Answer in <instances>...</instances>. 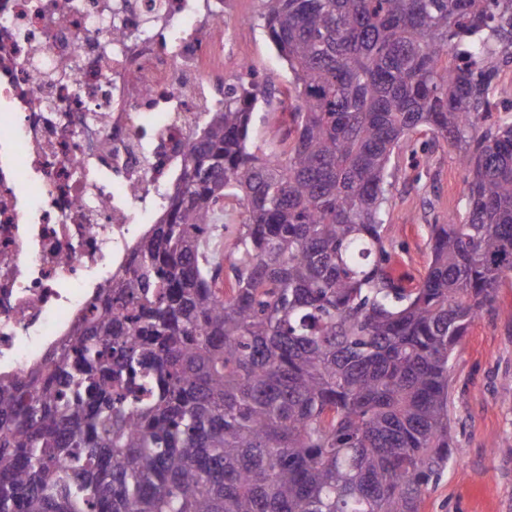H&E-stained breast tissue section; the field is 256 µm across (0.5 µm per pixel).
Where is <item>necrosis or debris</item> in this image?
Listing matches in <instances>:
<instances>
[{
  "instance_id": "necrosis-or-debris-1",
  "label": "necrosis or debris",
  "mask_w": 512,
  "mask_h": 512,
  "mask_svg": "<svg viewBox=\"0 0 512 512\" xmlns=\"http://www.w3.org/2000/svg\"><path fill=\"white\" fill-rule=\"evenodd\" d=\"M224 81V0H0V376L127 268Z\"/></svg>"
}]
</instances>
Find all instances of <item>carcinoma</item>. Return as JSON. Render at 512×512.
I'll use <instances>...</instances> for the list:
<instances>
[{
    "label": "carcinoma",
    "instance_id": "obj_1",
    "mask_svg": "<svg viewBox=\"0 0 512 512\" xmlns=\"http://www.w3.org/2000/svg\"><path fill=\"white\" fill-rule=\"evenodd\" d=\"M288 149L224 85L162 221L50 359L0 379V512H419L453 460L449 363L512 277V0H260ZM425 126L467 204L418 287L385 265L388 168ZM245 206L219 293L200 225Z\"/></svg>",
    "mask_w": 512,
    "mask_h": 512
}]
</instances>
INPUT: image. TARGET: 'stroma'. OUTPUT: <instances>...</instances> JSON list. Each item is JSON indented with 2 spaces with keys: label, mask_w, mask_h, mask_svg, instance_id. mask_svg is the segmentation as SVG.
<instances>
[{
  "label": "stroma",
  "mask_w": 512,
  "mask_h": 512,
  "mask_svg": "<svg viewBox=\"0 0 512 512\" xmlns=\"http://www.w3.org/2000/svg\"><path fill=\"white\" fill-rule=\"evenodd\" d=\"M259 0H235L224 17V73L247 61L270 87L254 110L250 147L262 153L287 136L278 100L289 72L255 18ZM390 162L386 271L403 287L420 283L430 262L429 227L463 210L467 173L459 150L421 127ZM448 409L454 459L422 494L420 512H512V280L472 323L450 362Z\"/></svg>",
  "instance_id": "1"
}]
</instances>
